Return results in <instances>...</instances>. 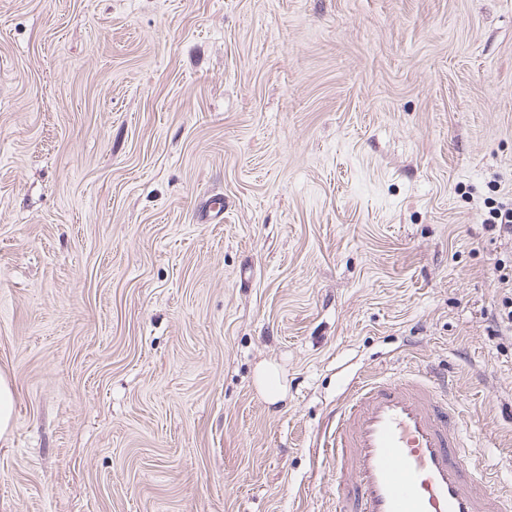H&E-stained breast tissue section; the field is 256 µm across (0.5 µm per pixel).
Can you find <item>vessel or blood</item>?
Masks as SVG:
<instances>
[{"mask_svg": "<svg viewBox=\"0 0 512 512\" xmlns=\"http://www.w3.org/2000/svg\"><path fill=\"white\" fill-rule=\"evenodd\" d=\"M448 390L410 366L351 384L323 444L346 512H512V486L470 461Z\"/></svg>", "mask_w": 512, "mask_h": 512, "instance_id": "obj_1", "label": "vessel or blood"}]
</instances>
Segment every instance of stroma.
<instances>
[{"instance_id":"35a3bbf8","label":"stroma","mask_w":512,"mask_h":512,"mask_svg":"<svg viewBox=\"0 0 512 512\" xmlns=\"http://www.w3.org/2000/svg\"><path fill=\"white\" fill-rule=\"evenodd\" d=\"M492 199L512 0H0V512H336L404 360L512 484ZM257 382L264 395L275 402L281 395L282 386L278 371L274 367H263L258 370ZM15 403V392L9 380L0 374V438L11 426Z\"/></svg>"}]
</instances>
